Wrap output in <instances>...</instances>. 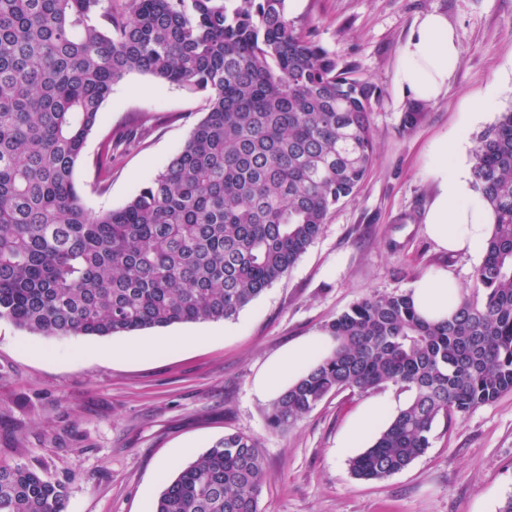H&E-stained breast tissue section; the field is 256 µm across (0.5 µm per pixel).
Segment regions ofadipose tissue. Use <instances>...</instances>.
<instances>
[{
  "label": "adipose tissue",
  "instance_id": "1",
  "mask_svg": "<svg viewBox=\"0 0 512 512\" xmlns=\"http://www.w3.org/2000/svg\"><path fill=\"white\" fill-rule=\"evenodd\" d=\"M461 53L460 37L447 17L436 11L423 14L399 49L400 90L412 101L436 102L447 92ZM465 137V131H456L443 136L433 148L428 174L436 183V191L425 209L423 222L428 236L440 249L478 255L491 234L494 215L473 192L471 173L462 158ZM409 290L419 314L430 321L448 318L461 296L459 283L443 268L419 275ZM332 347L331 338L324 334L289 346L256 376L254 393L276 397Z\"/></svg>",
  "mask_w": 512,
  "mask_h": 512
}]
</instances>
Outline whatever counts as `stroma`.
I'll return each instance as SVG.
<instances>
[{"label": "stroma", "instance_id": "obj_1", "mask_svg": "<svg viewBox=\"0 0 512 512\" xmlns=\"http://www.w3.org/2000/svg\"><path fill=\"white\" fill-rule=\"evenodd\" d=\"M296 25L380 90L372 114L375 163L351 200L279 282L229 321L178 324L114 337H45L0 321V461H41L47 475L77 472L66 512H153L167 480L224 433L264 448L262 512H499L512 496V392L452 422L432 446L382 480L353 477L338 446L370 401L397 413L407 392L384 385L324 399L291 430L266 424L268 399L253 381L288 344L315 332L367 294L407 290L416 273L448 269L470 290L480 258L438 250L422 217L435 191L426 168L442 134L467 129L466 152L512 105V0H288ZM442 12L463 52L437 102L410 131L396 82L398 49L415 19ZM482 94L492 107L476 111ZM205 96L132 73L113 86L75 168L94 212L122 207L182 147L203 118ZM138 128L106 191L95 164L109 136ZM167 341L159 354L134 346Z\"/></svg>", "mask_w": 512, "mask_h": 512}]
</instances>
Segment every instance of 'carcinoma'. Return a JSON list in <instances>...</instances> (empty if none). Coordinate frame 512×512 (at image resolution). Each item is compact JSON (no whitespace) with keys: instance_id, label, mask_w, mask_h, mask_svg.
Returning a JSON list of instances; mask_svg holds the SVG:
<instances>
[{"instance_id":"cac0c4a2","label":"carcinoma","mask_w":512,"mask_h":512,"mask_svg":"<svg viewBox=\"0 0 512 512\" xmlns=\"http://www.w3.org/2000/svg\"><path fill=\"white\" fill-rule=\"evenodd\" d=\"M288 0H0V320L41 336H123L235 319L282 279L373 166V82L297 27ZM139 72L207 95L183 146L118 209L91 214L74 169L112 86ZM413 103L401 125L425 116ZM112 139L96 163L112 177ZM474 187L496 223L451 317L407 292L325 326L336 349L270 404L286 432L326 397L392 384L411 400L349 460L407 468L451 422L512 392V107L477 138ZM75 476L0 461V512H65ZM258 438L224 434L154 512H261Z\"/></svg>"}]
</instances>
